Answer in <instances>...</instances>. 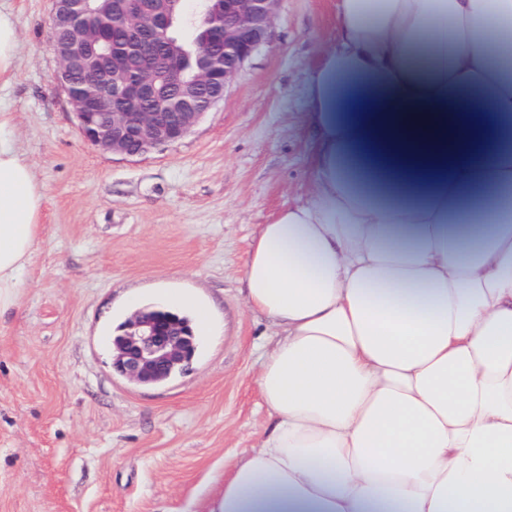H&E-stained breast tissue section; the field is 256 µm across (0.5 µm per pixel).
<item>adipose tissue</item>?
<instances>
[{
	"label": "adipose tissue",
	"instance_id": "obj_1",
	"mask_svg": "<svg viewBox=\"0 0 512 512\" xmlns=\"http://www.w3.org/2000/svg\"><path fill=\"white\" fill-rule=\"evenodd\" d=\"M337 28L311 187L244 262L271 428L211 512H512V0H338ZM42 200L1 112L0 312Z\"/></svg>",
	"mask_w": 512,
	"mask_h": 512
}]
</instances>
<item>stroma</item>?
Instances as JSON below:
<instances>
[{"label":"stroma","mask_w":512,"mask_h":512,"mask_svg":"<svg viewBox=\"0 0 512 512\" xmlns=\"http://www.w3.org/2000/svg\"><path fill=\"white\" fill-rule=\"evenodd\" d=\"M18 27L0 112L43 189L41 231L0 315V512H209L224 460L259 447L255 379L273 329L244 301L260 225L305 199L318 137L308 78L336 0H280L272 42L182 141L128 157L81 136L54 81L52 0H0ZM209 307L188 374L131 383L111 336L130 301ZM168 301L177 311L184 306H192L195 309L196 325L205 332L214 333L212 317L207 306L199 304L187 296L178 294L171 295Z\"/></svg>","instance_id":"35a3bbf8"}]
</instances>
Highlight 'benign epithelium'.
<instances>
[{
	"label": "benign epithelium",
	"mask_w": 512,
	"mask_h": 512,
	"mask_svg": "<svg viewBox=\"0 0 512 512\" xmlns=\"http://www.w3.org/2000/svg\"><path fill=\"white\" fill-rule=\"evenodd\" d=\"M52 0L51 18L67 35L53 39V79L65 91L84 139L103 153L147 154L187 137L224 99L244 65L271 42L279 0ZM205 28L197 65L185 81L172 49L176 27ZM125 34L116 48L111 30ZM171 47L164 63L155 45ZM108 58L106 72L100 62ZM198 338L187 318L162 306L140 309L112 336V367L131 382L163 384L189 369Z\"/></svg>",
	"instance_id": "7a95c632"
}]
</instances>
